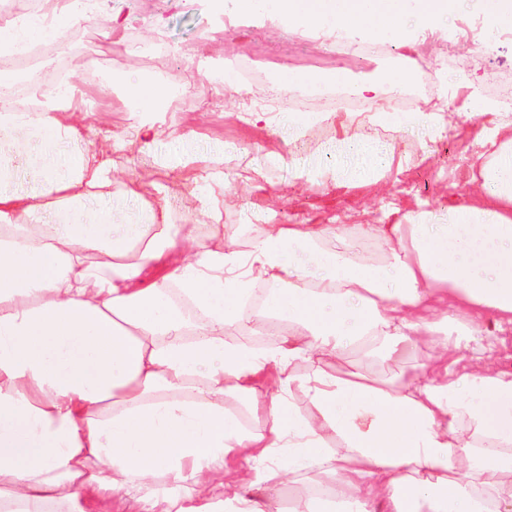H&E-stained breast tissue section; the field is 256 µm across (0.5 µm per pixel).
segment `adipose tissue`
Returning a JSON list of instances; mask_svg holds the SVG:
<instances>
[{
  "instance_id": "obj_1",
  "label": "adipose tissue",
  "mask_w": 512,
  "mask_h": 512,
  "mask_svg": "<svg viewBox=\"0 0 512 512\" xmlns=\"http://www.w3.org/2000/svg\"><path fill=\"white\" fill-rule=\"evenodd\" d=\"M454 0H235L241 13L308 28H361L401 46L411 22L445 17ZM76 0H55L51 24L0 25V58L18 45L60 36L88 20ZM34 111L0 110V138L13 155L39 161L59 141L80 144L63 169L44 170L35 193L5 191L12 157L0 154V512H87L89 499L134 488L148 512H198L158 499L167 477L193 498L212 469L242 458L245 480L226 484L207 512H280L260 497L272 478L319 476L298 512H512V372L496 369L512 334V113L493 114L470 166L464 200L446 222L428 210L378 223L279 224L248 254L208 249L170 221L164 197L145 202L143 224H115L93 200L134 195L112 172L113 151L151 149L154 128L139 122L97 140L85 91L34 87ZM370 122L448 130L444 108L393 112L374 99ZM203 169L196 186L206 223L220 224L221 158L188 157ZM52 212V222L42 220ZM383 244L385 268L325 248L353 233ZM160 276L145 283L146 272ZM266 283L258 324L290 323L272 347L226 341L243 317L241 296ZM438 348L430 372L385 384L323 368L348 343L382 360L417 337ZM476 343L465 361L458 343ZM312 370L298 377L296 361ZM275 380V391L266 383ZM302 384L312 416L290 400ZM247 398L255 427L224 407ZM336 436L342 451L327 446ZM462 454L467 474L448 471ZM501 478L486 483L485 473Z\"/></svg>"
}]
</instances>
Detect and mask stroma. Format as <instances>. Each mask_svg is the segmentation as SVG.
<instances>
[{"instance_id": "1", "label": "stroma", "mask_w": 512, "mask_h": 512, "mask_svg": "<svg viewBox=\"0 0 512 512\" xmlns=\"http://www.w3.org/2000/svg\"><path fill=\"white\" fill-rule=\"evenodd\" d=\"M112 13L132 18L122 43L104 37L103 28L89 24L76 38L67 64L77 85L111 101L103 113V133L121 131L135 123L136 104L125 97L127 82L160 78L170 96L155 114L158 137L147 151L130 149L113 154L118 176L135 179L138 199L108 201L117 224H139L144 217L140 200L153 199L154 186L170 185L168 207L173 223L186 224L202 243L248 252L266 225L261 211L271 207L280 224H374L378 214L396 206L405 211L432 210L437 220L466 191V159L477 148L481 130L492 116L474 113L471 94L490 99L500 93V107L512 106V38L490 21L482 0H458L448 18L412 27L413 48L389 44L387 51L359 60L358 47L372 42L373 33L353 29L330 32L287 25L265 16L243 15L233 0L223 12L212 11L208 0H108ZM478 31L479 43L463 36L464 28ZM226 59L233 71L249 67V85L224 86L223 101L212 94V80L198 77L192 58L199 47ZM420 55L425 68L422 91L395 94L380 82L379 96L397 112L427 110L448 98L455 116L447 134L426 136L400 128L385 132L364 122L363 113L335 109L329 99L296 93L270 99L273 111L303 116L325 113L297 136L273 132L265 123L243 122L237 105L257 90L271 88L285 70L327 74L346 68L353 79H378L379 74ZM294 155L302 171L279 164L276 154ZM224 160L230 182L224 188L220 226L203 223L191 184L179 179L172 163L182 157ZM392 159L389 171L365 173L364 165ZM348 167L337 181L324 182L315 174L336 162ZM436 347L419 337L405 361L385 368L367 362L359 345L328 359L326 369H355L371 378L391 379L418 372L432 364Z\"/></svg>"}]
</instances>
